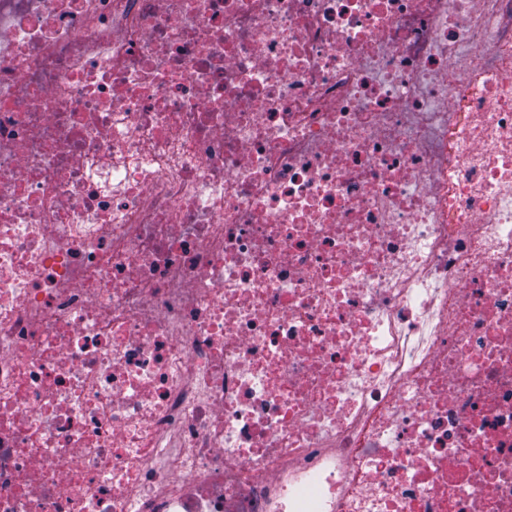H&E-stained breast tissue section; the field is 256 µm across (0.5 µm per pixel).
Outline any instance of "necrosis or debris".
<instances>
[{
	"instance_id": "1",
	"label": "necrosis or debris",
	"mask_w": 512,
	"mask_h": 512,
	"mask_svg": "<svg viewBox=\"0 0 512 512\" xmlns=\"http://www.w3.org/2000/svg\"><path fill=\"white\" fill-rule=\"evenodd\" d=\"M0 512H512V0H0Z\"/></svg>"
}]
</instances>
